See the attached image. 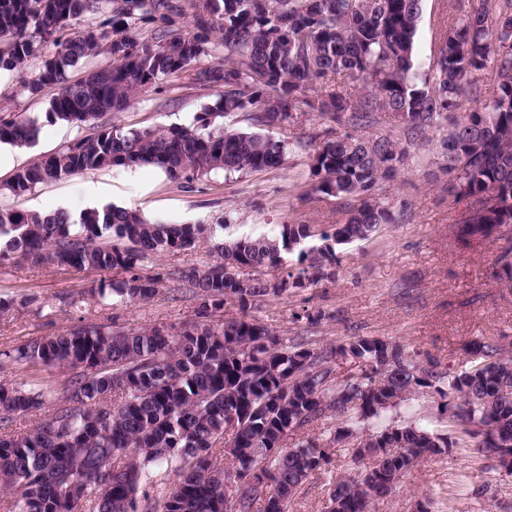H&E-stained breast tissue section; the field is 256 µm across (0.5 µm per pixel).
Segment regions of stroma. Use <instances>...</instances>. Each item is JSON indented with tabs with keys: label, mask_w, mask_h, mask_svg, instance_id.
<instances>
[{
	"label": "stroma",
	"mask_w": 512,
	"mask_h": 512,
	"mask_svg": "<svg viewBox=\"0 0 512 512\" xmlns=\"http://www.w3.org/2000/svg\"><path fill=\"white\" fill-rule=\"evenodd\" d=\"M416 53L421 69H428L438 51L446 13L445 0H422ZM41 58L0 74V117H34L39 121L36 141L12 167L0 172V206L27 211L77 214L92 205H116L139 210L150 219L169 224L223 222L220 239L273 234L284 224H311L329 229L343 223L344 213L331 199L304 194L309 154L295 147L299 138L321 131L316 117L278 127H257L249 115L219 118L215 128L262 130L291 143L282 167L261 173H217L179 184L151 165L129 169L87 171L65 180L37 185L17 197L3 188L14 169L54 153L75 138L90 134L91 126H69L46 121L55 87L31 97L24 87L38 77ZM219 88L203 87L184 72L164 93H138L130 107L113 114L110 124L121 130L166 129L186 124L213 105ZM361 136H388L408 150L401 178L386 183L379 193L387 197L400 219L382 225L368 240L341 246L335 275L318 284L271 296L247 309L227 302L221 319H254L284 341L305 340L316 347H332L355 336H376L400 345L416 364L437 363L455 372L473 365L475 343H512V281L493 272L504 239L458 242L453 226L460 211L448 195L442 127L408 141L390 114L377 113L376 121ZM217 239V240H220ZM217 240L204 238L193 247L151 257L139 273L165 274L174 269H207L219 253ZM109 272L73 268L35 267L10 259L0 263V351L32 338L55 336L86 323H114L127 329H168L196 320L198 301L182 296L178 283L162 285L148 300L105 304L91 289L112 280ZM444 400L434 390L407 394L397 407L357 423L361 434L420 421L436 432L448 431L440 419ZM337 419L327 414L312 426L290 432L285 445L295 448L308 439L330 444V462L312 473L288 505V512H327V494L337 478L358 468L344 446L330 437ZM430 512H512V475L497 468L477 448H455L433 456L407 471L387 497L375 501L371 512H416L418 504Z\"/></svg>",
	"instance_id": "1"
}]
</instances>
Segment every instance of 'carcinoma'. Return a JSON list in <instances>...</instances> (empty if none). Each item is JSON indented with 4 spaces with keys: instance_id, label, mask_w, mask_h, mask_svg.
<instances>
[{
    "instance_id": "obj_1",
    "label": "carcinoma",
    "mask_w": 512,
    "mask_h": 512,
    "mask_svg": "<svg viewBox=\"0 0 512 512\" xmlns=\"http://www.w3.org/2000/svg\"><path fill=\"white\" fill-rule=\"evenodd\" d=\"M449 2L438 54L422 74L414 52L421 0H0V72L51 46L27 91L57 87L51 122L96 124L19 168L6 184L12 195L143 164L175 181L263 172L284 163L287 144L256 131L213 132L214 120L252 112L263 125H288L312 114L330 126L310 156L308 193L336 200L345 215L329 231L284 224L274 238L241 237L218 247L220 260L205 270L167 273L199 301L201 317L174 332L89 323L1 352L26 368L73 370L61 382L36 377L28 390L0 383V490L21 488L19 512H138L140 488L172 461L179 481L162 490L154 504L161 512H253L270 487L287 501L329 463L315 438L285 449L288 432L328 412L345 417L333 442L370 460L333 483L328 512H368L419 461L461 443L492 448L498 466L512 468V359L495 344H475V364L456 374L422 369L379 338L324 350L286 344L256 321L211 320L232 296L244 309L330 278L337 247L395 223L376 190L396 179L407 150L387 136L337 132L371 125L376 112L399 119L412 140L450 123L448 194L471 213L461 236L489 239L495 225L512 224V0H498L493 17L490 0ZM88 12L99 23L70 31ZM102 53L111 65L69 81L70 69ZM189 69L198 84L222 89L192 123L124 132L105 120ZM486 79L495 86L491 102L460 112L462 96ZM38 130L35 119L0 118V143L26 147ZM215 232L114 205L76 220L0 207V261L15 255L35 266L122 271L126 277L98 287L99 297L147 300L164 278L135 272L140 263ZM294 251L298 266L290 269L283 253ZM339 361L354 372L337 380L331 363ZM443 383L453 439L412 423L356 438L347 425ZM46 403L52 413L36 429L10 430L16 416ZM219 454L232 455L233 471L216 465ZM114 459L122 466L112 468Z\"/></svg>"
}]
</instances>
